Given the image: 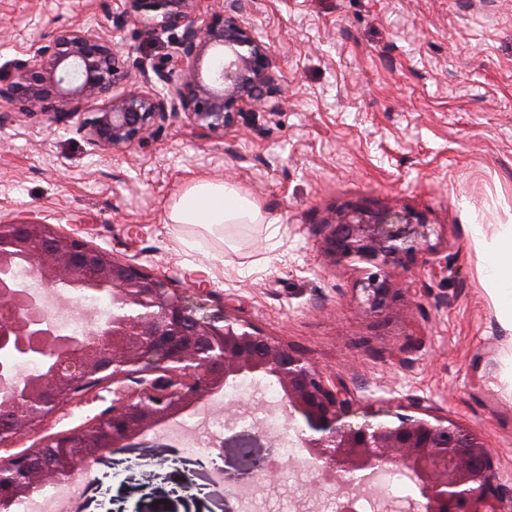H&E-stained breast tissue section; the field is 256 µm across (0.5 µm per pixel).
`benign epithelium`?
Segmentation results:
<instances>
[{
	"mask_svg": "<svg viewBox=\"0 0 512 512\" xmlns=\"http://www.w3.org/2000/svg\"><path fill=\"white\" fill-rule=\"evenodd\" d=\"M125 14L152 32L183 29L173 54L140 81L115 91L121 79L112 41L74 27L9 64L0 101L22 113L58 103L56 121L103 100L78 130L91 152L142 146L154 127L183 119L198 136L224 133L242 112L281 92L271 46L213 0H125ZM208 68H203L205 58ZM322 254L333 263L371 265L359 284V304L378 314L400 300L393 272L429 254L434 227L417 213L353 209L322 225ZM24 263L61 299L103 294L112 316L88 319L78 336L60 332L45 297L32 295L11 269ZM241 377L272 378L282 391L288 424L315 466V484L336 492V512H376L393 505L371 491L380 473L404 471L418 497L407 512H504L497 453L478 434L440 417L414 399L389 412L362 404L344 378L330 375L275 336L212 304V292L112 256L74 233L28 216L0 224V446L38 433L52 415L82 394L116 385L112 407L85 428L40 442L54 469L32 465L34 449L0 457V512L47 484L90 473L107 451L196 412ZM137 385L131 390L124 385ZM361 416L363 422L350 418ZM195 476L219 466L211 454L195 461Z\"/></svg>",
	"mask_w": 512,
	"mask_h": 512,
	"instance_id": "7a95c632",
	"label": "benign epithelium"
}]
</instances>
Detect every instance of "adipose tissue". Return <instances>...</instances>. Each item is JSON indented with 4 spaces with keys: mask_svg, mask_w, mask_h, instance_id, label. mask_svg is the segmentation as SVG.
<instances>
[{
    "mask_svg": "<svg viewBox=\"0 0 512 512\" xmlns=\"http://www.w3.org/2000/svg\"><path fill=\"white\" fill-rule=\"evenodd\" d=\"M167 223L194 224L211 231L227 224H260L264 217L249 196L224 182L200 179L180 192L167 211ZM475 242L485 259L484 280L501 326L512 333V224L493 237L475 228Z\"/></svg>",
    "mask_w": 512,
    "mask_h": 512,
    "instance_id": "1",
    "label": "adipose tissue"
}]
</instances>
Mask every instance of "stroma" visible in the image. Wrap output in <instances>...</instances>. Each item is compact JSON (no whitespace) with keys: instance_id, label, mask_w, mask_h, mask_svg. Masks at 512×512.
Wrapping results in <instances>:
<instances>
[{"instance_id":"35a3bbf8","label":"stroma","mask_w":512,"mask_h":512,"mask_svg":"<svg viewBox=\"0 0 512 512\" xmlns=\"http://www.w3.org/2000/svg\"><path fill=\"white\" fill-rule=\"evenodd\" d=\"M123 0H0V78L12 59L71 27L100 29L128 77L164 62L178 31L153 34L122 20ZM238 16L273 45L282 91L240 113L224 134L199 138L175 120L144 146L92 154L78 119L56 125L54 101L0 128V223L33 214L83 225L88 240L154 272L206 280L240 320L340 374L374 409L414 397L462 422L499 454L512 496V334L482 280L473 225L512 223V0H235ZM227 182L253 198L261 224L208 234L170 224L174 194L195 178ZM396 208L435 224L437 251L398 269L411 306L369 314L360 274L319 252L333 214ZM448 267L434 276L433 263ZM246 421L225 430L219 461L239 475L240 447L272 458L275 438L250 421L267 407L260 384L242 393ZM112 404L111 387L50 418L41 437L89 424ZM194 459L151 433L104 453L73 512H222L209 476L186 487ZM299 452L255 486L251 512H323Z\"/></svg>"}]
</instances>
